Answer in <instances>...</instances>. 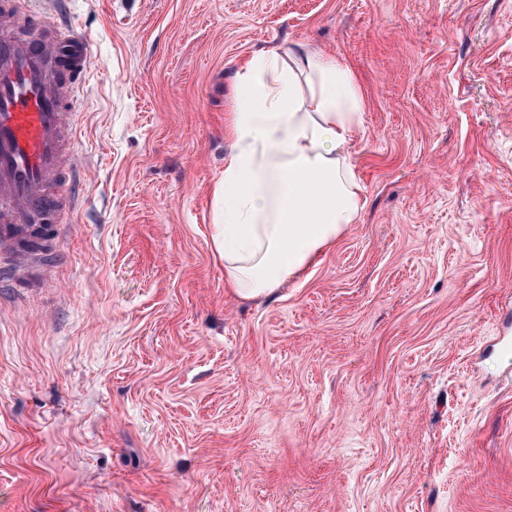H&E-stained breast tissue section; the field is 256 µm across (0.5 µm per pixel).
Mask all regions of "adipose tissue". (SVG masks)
Here are the masks:
<instances>
[{
  "label": "adipose tissue",
  "mask_w": 512,
  "mask_h": 512,
  "mask_svg": "<svg viewBox=\"0 0 512 512\" xmlns=\"http://www.w3.org/2000/svg\"><path fill=\"white\" fill-rule=\"evenodd\" d=\"M361 126L356 78L336 56L294 41L241 62L224 116L231 148L213 191L228 291L260 299L305 278L358 223Z\"/></svg>",
  "instance_id": "ef3b65f1"
}]
</instances>
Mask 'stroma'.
<instances>
[{
	"mask_svg": "<svg viewBox=\"0 0 512 512\" xmlns=\"http://www.w3.org/2000/svg\"><path fill=\"white\" fill-rule=\"evenodd\" d=\"M74 217L0 288V512H512V0H69ZM355 75L367 204L308 278L224 288L239 62Z\"/></svg>",
	"mask_w": 512,
	"mask_h": 512,
	"instance_id": "obj_1",
	"label": "stroma"
}]
</instances>
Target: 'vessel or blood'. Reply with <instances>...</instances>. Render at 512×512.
Segmentation results:
<instances>
[{"label":"vessel or blood","instance_id":"obj_1","mask_svg":"<svg viewBox=\"0 0 512 512\" xmlns=\"http://www.w3.org/2000/svg\"><path fill=\"white\" fill-rule=\"evenodd\" d=\"M26 2L0 0V277L31 287L84 203L74 130L92 68L88 44L52 17L17 38Z\"/></svg>","mask_w":512,"mask_h":512}]
</instances>
